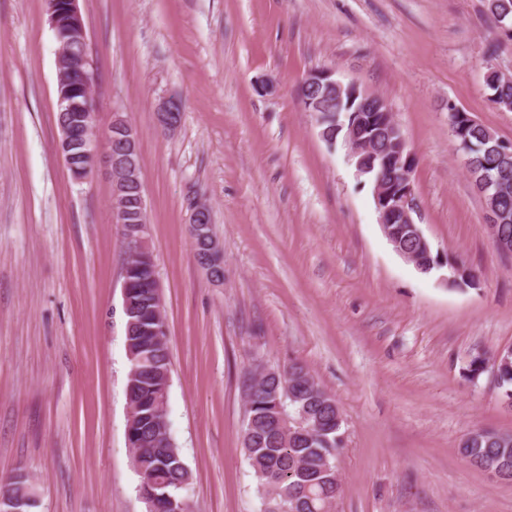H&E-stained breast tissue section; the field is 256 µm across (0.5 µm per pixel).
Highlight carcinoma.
<instances>
[{
    "instance_id": "cac0c4a2",
    "label": "carcinoma",
    "mask_w": 512,
    "mask_h": 512,
    "mask_svg": "<svg viewBox=\"0 0 512 512\" xmlns=\"http://www.w3.org/2000/svg\"><path fill=\"white\" fill-rule=\"evenodd\" d=\"M487 10L498 24L512 20V0H486ZM490 99L499 107L512 109V82L506 84L492 70L484 78ZM300 96L311 100L316 112H352L348 96L335 100L308 84L300 88ZM463 140L469 149L471 168L488 172L501 182V192L494 201L502 220L500 236L512 244V159L493 153L489 147L499 141L491 128L479 123L464 128ZM400 246L416 251L417 238L406 224H392ZM155 264L150 247H145L137 259L128 262L130 281L128 313L125 314V342L142 357L133 384L126 386L127 402L135 407L131 423L138 450V465L153 479V484L140 491L161 497L180 495L190 484V473L175 444L169 423L160 421L158 402L168 390L171 358L168 342L151 336L149 328L155 319ZM499 386L502 401L512 403V355L502 350L499 362ZM291 385L296 400L282 402L283 384ZM288 405L289 411L303 409L315 427L286 436L273 427L278 407ZM339 409L336 399L299 361L291 360L275 370V375L257 378L256 371L248 375L245 393L246 430L252 432L251 444L244 445L245 454L257 482L262 505L269 512H278L296 501L300 512H331L339 495L341 483L336 480L337 436L343 424L336 423ZM472 440L460 450L468 462L486 469L493 464L512 480V435L486 429L468 432Z\"/></svg>"
}]
</instances>
